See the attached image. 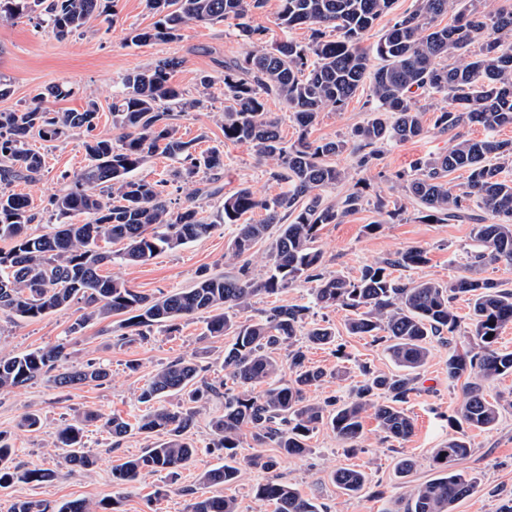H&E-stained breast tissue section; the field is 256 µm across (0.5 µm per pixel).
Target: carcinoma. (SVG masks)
Masks as SVG:
<instances>
[{"label":"carcinoma","mask_w":512,"mask_h":512,"mask_svg":"<svg viewBox=\"0 0 512 512\" xmlns=\"http://www.w3.org/2000/svg\"><path fill=\"white\" fill-rule=\"evenodd\" d=\"M114 0H0V19L27 18L34 26L50 29L65 40L90 19L108 14ZM394 0H280L278 25L289 31L306 28L310 39H292L268 50L259 29L250 23L264 0H146L160 19L146 28H133L127 40L142 46L171 42L188 24L208 25L235 21L252 49L241 60L224 62V139L248 145L263 160L277 161L272 178L287 190L259 198L248 187L224 196L218 221L234 224L231 256L242 261L234 275H200L188 290L150 298L125 281L101 274V268L118 258L123 263L145 264L158 253L175 250L211 233L213 225L187 204L170 209L167 182L136 179L132 173L150 157L163 154L182 161L186 178L199 173L215 176L224 170V150L211 147L196 152L195 141L183 140L173 123L175 112H191L203 104L202 96L189 97L170 82L181 66L177 58H163L154 65L135 69L122 80L123 90L112 101L113 123L125 130L122 144L95 134L98 112L90 103L81 112H49L38 101L22 112H0V314L38 319L52 312L83 305L82 314L68 334L87 324L120 316L119 327L130 340H145L153 329L174 331L180 320L200 312L210 313L207 332L229 336L224 347V368L232 386L214 382L195 359L171 361L142 387L139 403L147 412L137 420L138 432L155 438L136 457L112 468V482L135 481L144 471L173 475L197 452L187 433L193 419L210 398L224 395V414L212 421L213 449L224 452V466L204 472L202 483L222 486L235 483L242 474L237 461L240 433L251 431L253 440L273 443L280 454L312 453L311 434L327 425L337 436L353 443L360 438L363 414L370 411L387 438L406 439L414 431L403 404L415 391L416 372L429 355L434 338L453 340L464 336L469 349L448 352V379L470 371L480 381L465 387L457 410L458 424L490 430L499 419L500 403L488 399L484 383L512 373V352L498 347L502 330L512 324V287L482 276L486 262L512 265V180L502 176L512 165V140L466 138L454 135L447 153L417 161L409 174H400L399 188L420 206L421 219L445 223L457 221L471 207L486 217L472 225L471 235L482 250L471 256L466 274L450 279L406 281L397 270L418 268L427 262L426 252L408 248L392 257L363 266L357 276L328 275L322 254L314 243L324 224L358 211L364 196L356 191L344 199L326 202L322 191L343 182L348 173L327 161L346 150L340 140L310 142L308 127L319 112L338 109L363 91L369 92L373 117L354 131L359 164L367 166L391 143H404L428 133L421 113L413 106V94L440 95L448 108L434 113L433 129L452 132L463 125L485 129L512 126V8L485 12L474 0H417L416 8L393 19L369 52L361 40L374 23L389 14ZM455 11L453 23L442 26L440 17ZM336 31L330 39L327 29ZM493 37L476 54L470 46L487 31ZM381 61L371 64V56ZM275 97L292 112L300 128L289 147L278 120L266 110V98ZM70 130L86 134L88 163L76 172L70 187L51 200L58 224L40 235L29 232L37 220L29 200L8 187L14 182H33L42 173V156L28 148L34 135L54 138ZM463 169L466 181L451 186L448 174ZM257 209L265 211L258 224L243 222ZM85 214L82 224L72 217ZM271 240L269 269L256 279L247 255L261 240ZM125 242L116 255L101 243ZM298 282L311 283L315 305L341 307L350 312L348 329L372 336L386 350L401 373L379 374L362 367L363 380L355 399L338 405L312 403L306 390L324 373L307 365L297 337L320 345L334 341L333 330L322 324L308 325L310 307L272 306L260 317L237 321V313L253 306L259 295L273 296ZM461 297L470 304L467 326L453 302ZM288 351L294 378L280 383L279 351ZM48 376L58 389L73 388L107 378V370L95 362L70 364L62 343L0 357V390L25 386ZM182 397V405L170 409L158 404L164 396ZM113 438L126 436L130 424L120 416L105 420ZM84 430L65 424L54 432V445L69 449L68 464L91 470L96 458L85 450ZM472 452L465 436L448 439L434 452L440 474L408 493L405 512H454L457 502L469 495L475 482L453 470L454 464ZM10 436L0 431V489L17 482H45L55 477L48 468H22L13 464ZM334 480L348 494L366 485L363 472L340 469ZM194 497L190 512H238L235 499L222 494ZM258 500L275 505V512H319L317 505L290 485L269 479L257 485ZM11 512H97L85 500L57 507L36 500H17Z\"/></svg>","instance_id":"cac0c4a2"}]
</instances>
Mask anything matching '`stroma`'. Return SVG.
<instances>
[{
  "label": "stroma",
  "instance_id": "35a3bbf8",
  "mask_svg": "<svg viewBox=\"0 0 512 512\" xmlns=\"http://www.w3.org/2000/svg\"><path fill=\"white\" fill-rule=\"evenodd\" d=\"M114 9L118 20L112 27L92 20L82 31L63 41L49 30L35 28L27 19L0 20V75L9 82L8 94L0 96V110L21 111L38 98L51 112L80 111L92 101L99 109L97 134L116 142L122 131L112 124V99L121 92L124 75L159 59L177 57L182 64L173 72L172 81L189 95L199 94L202 77L211 79L203 95V107L177 116L176 125L183 139L195 141L200 151L213 146L223 148L224 169L219 174V184L225 192L248 187L261 198L281 193L283 184L271 177L272 162L257 158L248 145L224 138V63L242 57L251 48L233 21L206 26L191 24L182 29L179 40L135 46L126 41L129 29L152 26L155 15L147 9L145 0H115ZM58 83L69 84L72 95L65 99L49 96L48 87ZM414 101L429 127L428 133L417 140L388 145L367 167L358 164L353 138L354 130L370 116L366 94H359L342 108L320 112L309 127V140L342 139L347 143L346 150L333 162L346 170L348 177L335 189L324 191V199L340 200L354 191L365 198L361 210L320 230L315 246L323 255L326 273L353 277L366 264L417 247L426 252L428 262L403 272V279L445 281L463 275L471 253L477 251L478 245L470 236V222L418 221L417 204L397 189L398 174L410 172L416 159L446 153L453 139L452 134L432 128L433 114L445 107L444 99L418 93ZM84 140V134L76 130L52 140L29 139V147L43 157L44 169L38 181L13 183L11 190L27 196L38 214V222L31 226L33 233H45L48 224L54 223L50 199L69 183L74 171L85 165ZM175 168L170 159L157 155L135 170L134 175L168 180L171 209L194 202L201 217L214 225L210 235L163 252L142 265L109 263L102 268L103 274L118 276L150 297L191 288L204 272L231 274L237 270L228 253L236 227L214 222L221 197L201 194L204 175L191 181L177 179L173 176ZM380 199L387 206L401 207L402 215L393 223L381 224L371 234L366 226L379 222L376 202ZM79 314V307L74 306L33 320L0 315V356L62 342L71 361H92L109 370L104 382L65 391L39 377L24 387L0 392V431L12 438L16 464L50 468L58 473L50 482L17 483L0 491V512H9L11 504L19 499L44 500L54 505L86 500L107 508L116 507L118 512H189L190 499L182 494V487L194 486L197 494L204 497L219 491L199 484L198 479L205 470L224 462L223 452L210 448L214 438L211 420L223 414V400H210L196 416L188 438L198 451L174 480L162 471L142 473L127 485L113 483V466L124 458L141 454L151 443L138 431H130L116 447L100 422L86 426L85 446L98 459L90 472L70 470L62 449L53 445V433L61 424L82 420L89 411L103 418L118 415L129 421L144 414V405L137 401L141 388L162 364L179 357H197L206 366L208 378L224 379L223 339L204 337L206 316L202 313L182 320L179 331L170 334L156 330L146 341H122L114 317L92 322L81 333L68 335V327ZM308 320L331 326L336 342L325 346L304 344L309 365L325 373L319 385L307 390V400L322 404L353 399L364 366L376 372H395L383 343L370 336L350 334L345 310L312 307ZM474 379V374L467 372L457 380H449L448 346L433 340L415 390L404 405L415 425L409 439L384 438L368 415L363 420L358 450L349 453L336 433L324 425L310 440L312 454L278 458L279 465L271 473L244 468L237 483L219 492L236 499L239 512H275L274 505L255 497L257 484L275 475L311 499L322 512H403L405 491L437 476L432 462L435 449L443 447L448 437L462 433L472 453L458 461L456 468L473 478L476 487L456 504L454 512H503L505 507L512 506V375L485 384L490 397L501 402L499 420L489 431L462 430L454 422L463 389ZM30 412L41 415V431L21 428L22 417ZM405 458L412 459L415 466L403 475L398 471V463ZM339 468L362 471L366 477L364 489L354 495L341 490L333 480V473Z\"/></svg>",
  "mask_w": 512,
  "mask_h": 512
}]
</instances>
